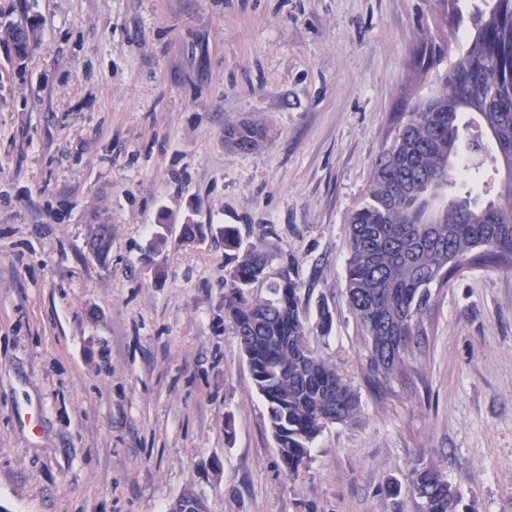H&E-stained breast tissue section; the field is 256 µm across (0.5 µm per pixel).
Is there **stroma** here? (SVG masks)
Here are the masks:
<instances>
[{
    "label": "stroma",
    "mask_w": 512,
    "mask_h": 512,
    "mask_svg": "<svg viewBox=\"0 0 512 512\" xmlns=\"http://www.w3.org/2000/svg\"><path fill=\"white\" fill-rule=\"evenodd\" d=\"M6 20L37 42L20 65L0 43V512H392L386 480L429 462L456 512H512V271L452 281L419 378L362 393L292 478L224 319V246L178 242L189 218L274 225L309 322L333 314L314 346L355 376L346 216L409 91L439 86L417 39L459 53L438 0H0ZM246 119L264 144L225 146Z\"/></svg>",
    "instance_id": "stroma-1"
}]
</instances>
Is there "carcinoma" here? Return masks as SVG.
I'll list each match as a JSON object with an SVG mask.
<instances>
[{
  "mask_svg": "<svg viewBox=\"0 0 512 512\" xmlns=\"http://www.w3.org/2000/svg\"><path fill=\"white\" fill-rule=\"evenodd\" d=\"M476 8L466 49L440 77L441 88L415 99L397 117L403 144L392 140L372 163L367 189L346 217L348 257L344 300L355 322L361 350L358 366L371 395L383 401L417 374L419 357L430 347L439 295L465 272L486 268L512 271V172L485 185L481 203L465 190L448 195L435 222L420 223L419 213L394 194L425 183L420 173L452 187L467 186L456 168L461 130L475 128L473 145L480 165L501 173L499 151L512 148V0H483ZM18 23L0 24V43L12 47L17 61L34 42L33 26L23 37ZM444 49L423 38L416 63L428 69L441 61ZM258 121L224 128V143L250 152L266 140ZM224 242V319L254 385L264 398L269 427L288 474L306 467L314 441L330 424H352L361 413V393L336 364L312 346L302 308L301 285L292 277L294 262L281 258L270 271L264 251L273 229L257 234L251 226L218 228ZM179 238H205L203 225H181ZM395 512H455L457 491L434 464H419L406 483L385 484Z\"/></svg>",
  "mask_w": 512,
  "mask_h": 512,
  "instance_id": "1",
  "label": "carcinoma"
}]
</instances>
